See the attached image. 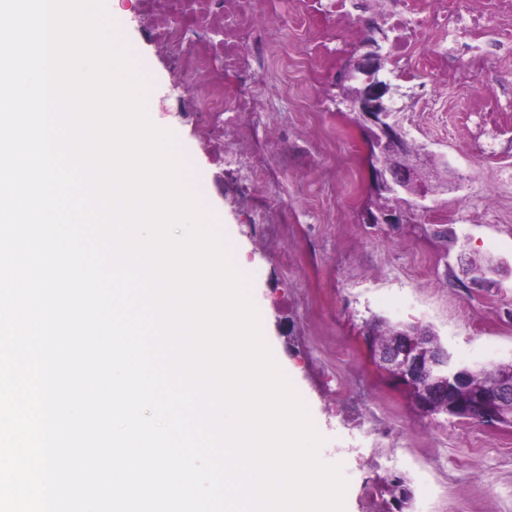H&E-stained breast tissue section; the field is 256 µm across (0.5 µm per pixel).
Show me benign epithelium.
Masks as SVG:
<instances>
[{
  "mask_svg": "<svg viewBox=\"0 0 512 512\" xmlns=\"http://www.w3.org/2000/svg\"><path fill=\"white\" fill-rule=\"evenodd\" d=\"M369 47V51L350 64L348 76L358 81L357 105L367 122L377 130L370 148L372 189L396 199L394 208L379 216L369 215V221L396 224L399 222L396 212L400 209V193L415 181L417 170L409 163L407 141L399 131V123L394 120L393 110L386 103L390 86L376 77L383 56L377 44L371 43ZM489 274L485 268L467 262L462 267V283L468 288H485L490 283ZM361 336L373 362L398 387L427 381L425 397L416 405V410L423 416L434 418L435 409L441 407L446 410L449 420L477 416L489 424L512 427V370L501 372L488 389L472 392L464 398L462 392L469 389L470 373L457 365L439 343H430L424 336L417 339L398 336L393 342L378 346L368 329H363Z\"/></svg>",
  "mask_w": 512,
  "mask_h": 512,
  "instance_id": "7a95c632",
  "label": "benign epithelium"
}]
</instances>
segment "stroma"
Instances as JSON below:
<instances>
[{"label": "stroma", "instance_id": "obj_1", "mask_svg": "<svg viewBox=\"0 0 512 512\" xmlns=\"http://www.w3.org/2000/svg\"><path fill=\"white\" fill-rule=\"evenodd\" d=\"M119 5L154 83L148 112L174 131L243 254L264 335L326 439L321 457L343 465L346 512H389L384 483L395 476L413 490L403 512H512V428L422 417L360 336L376 315L430 327L459 365L512 362V95L501 91L512 83V53L491 62L498 83L464 87L385 64L389 105L445 191L401 223L366 224L375 195L364 132L343 100L325 112L304 93L298 48L262 77L245 146L268 198L247 200L220 183L228 165L198 138L134 0ZM490 98L499 110L485 121ZM276 136L287 147L273 144ZM436 224L453 228V246L432 236ZM470 260L491 268V288L449 285L448 270Z\"/></svg>", "mask_w": 512, "mask_h": 512}]
</instances>
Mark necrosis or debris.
Listing matches in <instances>:
<instances>
[{
  "mask_svg": "<svg viewBox=\"0 0 512 512\" xmlns=\"http://www.w3.org/2000/svg\"><path fill=\"white\" fill-rule=\"evenodd\" d=\"M177 74L202 138L223 151L254 112L256 65L286 54L275 30L296 23L306 52L317 59L304 84L320 104L336 91V69L372 29L388 36L397 63L455 84L498 76L487 52L471 46L487 37L512 49V0H135Z\"/></svg>",
  "mask_w": 512,
  "mask_h": 512,
  "instance_id": "4bbe7bcc",
  "label": "necrosis or debris"
}]
</instances>
